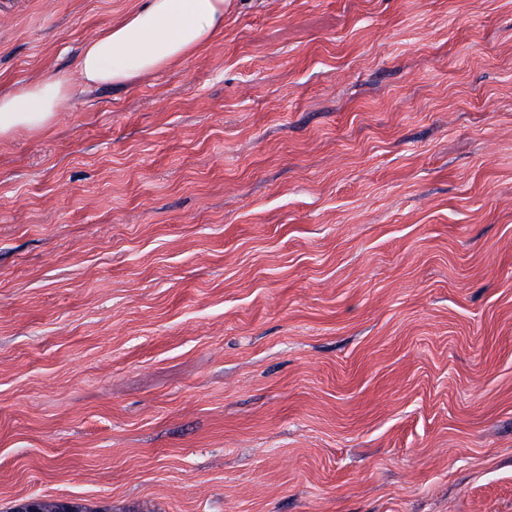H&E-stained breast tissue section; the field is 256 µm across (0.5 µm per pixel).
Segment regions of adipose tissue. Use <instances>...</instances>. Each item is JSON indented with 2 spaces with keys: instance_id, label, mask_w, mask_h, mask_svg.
<instances>
[{
  "instance_id": "obj_1",
  "label": "adipose tissue",
  "mask_w": 512,
  "mask_h": 512,
  "mask_svg": "<svg viewBox=\"0 0 512 512\" xmlns=\"http://www.w3.org/2000/svg\"><path fill=\"white\" fill-rule=\"evenodd\" d=\"M224 32V0H141L120 22L86 41L78 67L97 85H124L180 63ZM70 95L67 77L0 89V137L47 129Z\"/></svg>"
}]
</instances>
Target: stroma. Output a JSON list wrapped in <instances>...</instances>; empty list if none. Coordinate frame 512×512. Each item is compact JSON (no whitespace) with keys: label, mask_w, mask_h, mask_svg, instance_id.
<instances>
[{"label":"stroma","mask_w":512,"mask_h":512,"mask_svg":"<svg viewBox=\"0 0 512 512\" xmlns=\"http://www.w3.org/2000/svg\"><path fill=\"white\" fill-rule=\"evenodd\" d=\"M0 0V512H512V0ZM86 41L78 67L97 85H124L180 63L224 33V0H141ZM70 95L64 75L40 77L19 90L0 89V137L17 130L43 131L61 112Z\"/></svg>","instance_id":"35a3bbf8"}]
</instances>
